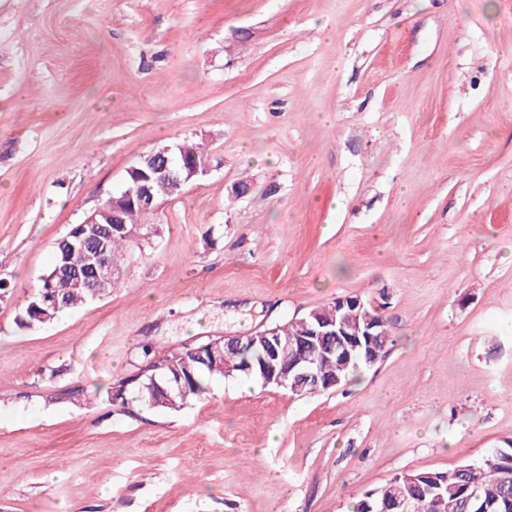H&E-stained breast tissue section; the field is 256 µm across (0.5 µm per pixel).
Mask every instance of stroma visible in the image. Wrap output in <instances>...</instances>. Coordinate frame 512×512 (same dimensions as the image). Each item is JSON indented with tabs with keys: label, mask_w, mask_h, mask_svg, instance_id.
I'll return each instance as SVG.
<instances>
[{
	"label": "stroma",
	"mask_w": 512,
	"mask_h": 512,
	"mask_svg": "<svg viewBox=\"0 0 512 512\" xmlns=\"http://www.w3.org/2000/svg\"><path fill=\"white\" fill-rule=\"evenodd\" d=\"M185 141L214 163L121 286L18 329L56 240ZM0 281V512H353L506 448L512 0H0ZM346 295L390 340L338 389L112 403L144 348Z\"/></svg>",
	"instance_id": "1"
}]
</instances>
